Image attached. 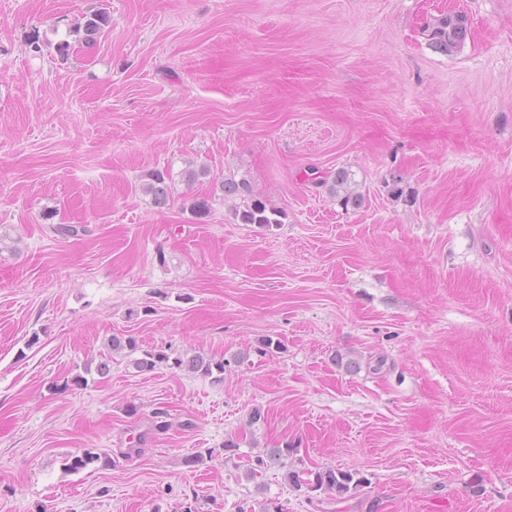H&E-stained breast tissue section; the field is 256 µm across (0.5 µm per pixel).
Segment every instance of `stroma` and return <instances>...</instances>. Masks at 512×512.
I'll use <instances>...</instances> for the list:
<instances>
[{
  "label": "stroma",
  "instance_id": "obj_1",
  "mask_svg": "<svg viewBox=\"0 0 512 512\" xmlns=\"http://www.w3.org/2000/svg\"><path fill=\"white\" fill-rule=\"evenodd\" d=\"M96 11L105 35L57 61ZM448 12L444 54L424 28ZM191 164L281 224L219 196L194 220ZM114 336L224 372L121 353L104 378ZM267 336L284 350L255 355ZM231 437L362 483L255 486ZM193 503L512 512V0H0V512ZM445 15L427 25L430 45L442 53L452 52L465 36V24L458 15ZM146 178L142 186L143 191L151 197V201L156 207L167 208L173 196L169 174L156 169L146 174ZM219 189L223 197H238L243 200L244 207L240 212L242 223L258 224L267 228L281 224L279 217L283 214L269 207L262 198L253 195L245 182L222 179ZM141 357L134 360L133 365L138 371H152L160 363H165L171 368L179 370L187 369L193 373H199L201 376H212L214 370L220 375L224 372L223 361H216L202 354H195L191 357H185L183 354L172 356L163 351L141 350Z\"/></svg>",
  "mask_w": 512,
  "mask_h": 512
}]
</instances>
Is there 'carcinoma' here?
Listing matches in <instances>:
<instances>
[{
    "instance_id": "1",
    "label": "carcinoma",
    "mask_w": 512,
    "mask_h": 512,
    "mask_svg": "<svg viewBox=\"0 0 512 512\" xmlns=\"http://www.w3.org/2000/svg\"><path fill=\"white\" fill-rule=\"evenodd\" d=\"M110 25V17L104 12H93L84 16L81 21L73 25L69 34L79 41L90 45L101 38ZM428 40L430 45L439 51L448 54L452 52L465 36L464 20L460 16L445 15L435 19L427 25ZM219 189L225 197H238L243 200L244 207L240 212V219L244 224H257L261 227H271L281 223L282 213L269 207L260 197L253 195L248 185L241 181L221 180ZM143 191L151 197L152 203L164 209L170 205L173 196V188L170 176L163 170H153L146 174ZM212 195L199 193L190 200V212L196 218L206 216L211 209ZM165 363L179 370L187 369L204 377L213 373H224V362L216 361L202 354L186 357L182 354L172 356L162 351L144 350L141 357L134 360L133 365L138 371H152L157 365ZM293 454V449L269 448L266 451L247 456L243 461L245 475L252 481L263 479L267 470L278 466L285 470L284 479L296 486L306 485L312 491L323 487L331 489L337 495L343 496L353 487H358L361 480L354 479V474L341 469H326L313 473V478L301 482L297 472L288 469V459Z\"/></svg>"
}]
</instances>
